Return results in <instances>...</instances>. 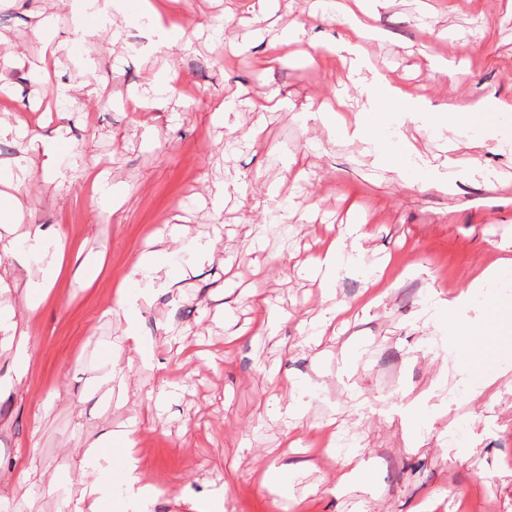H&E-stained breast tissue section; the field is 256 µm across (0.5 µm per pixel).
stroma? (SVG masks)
Returning a JSON list of instances; mask_svg holds the SVG:
<instances>
[{
	"mask_svg": "<svg viewBox=\"0 0 512 512\" xmlns=\"http://www.w3.org/2000/svg\"><path fill=\"white\" fill-rule=\"evenodd\" d=\"M154 3L180 32L159 50L136 15L114 27L70 0H0V162L30 208L0 226L15 251L0 303L31 336L19 387L0 346V512L67 499L91 512L82 450L112 431L135 440L160 492L147 512H203L218 493L224 512H512V370L470 401L448 318L512 310V272L471 286L488 259L512 257V0H370L371 66L422 113L382 110L360 137L352 58L319 50L347 36L323 0H272L261 36L256 0ZM38 15L59 63L31 33ZM298 25L304 41L262 64L267 41ZM441 58L457 83L433 71ZM155 78L158 103L135 105ZM266 94L279 106L253 111ZM453 100L505 108L458 135L429 126ZM323 105L345 127L327 129ZM20 125L68 146L44 164ZM404 142L444 189L414 184L412 163L381 168ZM99 172L119 197H94ZM354 208L368 237L347 244L329 298L310 268ZM31 223L65 236L60 270L27 256ZM182 234L208 252L182 251ZM157 235L168 276L154 287L133 266ZM84 259L102 262L90 283ZM146 287L138 351L119 302ZM114 362L119 395L101 382ZM289 403L298 417H276Z\"/></svg>",
	"mask_w": 512,
	"mask_h": 512,
	"instance_id": "1",
	"label": "stroma"
}]
</instances>
